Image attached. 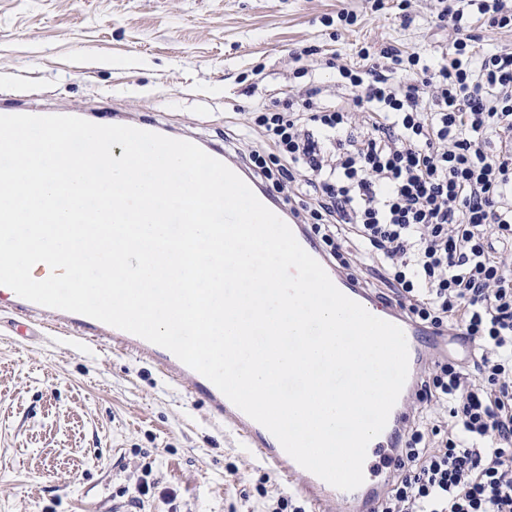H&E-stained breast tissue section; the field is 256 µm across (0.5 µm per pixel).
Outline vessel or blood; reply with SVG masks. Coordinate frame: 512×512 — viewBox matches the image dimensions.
I'll use <instances>...</instances> for the list:
<instances>
[{
  "instance_id": "vessel-or-blood-1",
  "label": "vessel or blood",
  "mask_w": 512,
  "mask_h": 512,
  "mask_svg": "<svg viewBox=\"0 0 512 512\" xmlns=\"http://www.w3.org/2000/svg\"><path fill=\"white\" fill-rule=\"evenodd\" d=\"M291 229L302 248L325 269L335 286L346 296L360 303L367 311L385 310V319L399 326L409 350L407 381L391 410L383 432L373 439L363 467L365 481L357 489L342 491L302 468L284 451L278 440L262 425L252 420L208 379L183 364L169 350L136 335L106 325L85 315L45 307L19 296H12L10 309L19 333L30 330L33 322L49 317L50 324L70 337L88 343H105L113 350L153 363L160 372L187 392L201 398L211 419L223 422L238 434L259 462L285 479H299L314 512H377V507L397 475L399 451L404 434L412 421L408 407L421 388V368L427 351L449 344L442 333L427 328L397 307L383 308L381 300L361 283L347 278L320 246L307 225L292 224Z\"/></svg>"
}]
</instances>
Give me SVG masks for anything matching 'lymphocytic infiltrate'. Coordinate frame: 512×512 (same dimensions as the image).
I'll use <instances>...</instances> for the list:
<instances>
[{
  "label": "lymphocytic infiltrate",
  "instance_id": "f902f5d3",
  "mask_svg": "<svg viewBox=\"0 0 512 512\" xmlns=\"http://www.w3.org/2000/svg\"><path fill=\"white\" fill-rule=\"evenodd\" d=\"M438 2L446 54L360 48L362 67H338L350 102L258 113L267 147L245 162L313 200L296 217L346 274L348 229L416 319L476 348L435 361L418 400L440 415L407 431L378 512H512V52L476 54Z\"/></svg>",
  "mask_w": 512,
  "mask_h": 512
}]
</instances>
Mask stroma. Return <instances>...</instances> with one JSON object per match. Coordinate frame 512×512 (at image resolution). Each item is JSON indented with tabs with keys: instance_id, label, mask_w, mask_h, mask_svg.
I'll return each mask as SVG.
<instances>
[{
	"instance_id": "obj_1",
	"label": "stroma",
	"mask_w": 512,
	"mask_h": 512,
	"mask_svg": "<svg viewBox=\"0 0 512 512\" xmlns=\"http://www.w3.org/2000/svg\"><path fill=\"white\" fill-rule=\"evenodd\" d=\"M435 0H0V99L158 124L233 156L259 145L256 108L349 98L331 63L363 46L435 55ZM355 22L339 25V11ZM0 307V512H312L199 399L104 344L20 338Z\"/></svg>"
}]
</instances>
